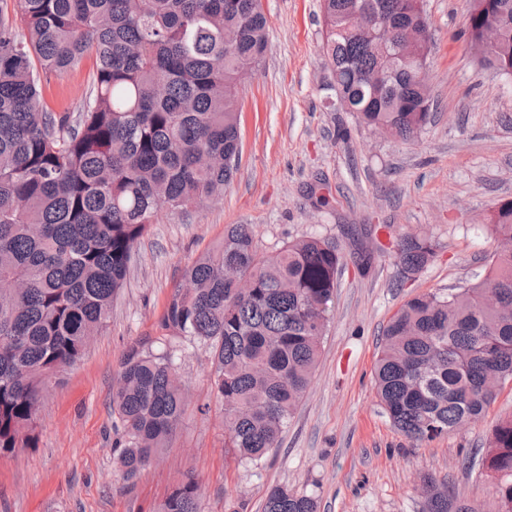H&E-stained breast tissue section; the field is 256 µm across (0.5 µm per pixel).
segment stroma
Instances as JSON below:
<instances>
[{
	"mask_svg": "<svg viewBox=\"0 0 512 512\" xmlns=\"http://www.w3.org/2000/svg\"><path fill=\"white\" fill-rule=\"evenodd\" d=\"M268 44L241 86V155L222 198L162 210L136 248L108 328L44 393L38 444L0 457V512H152L185 476L201 488L200 512H262L285 485L315 497L318 512H422L425 477L492 512L479 451L512 416L505 383L479 421L431 442L399 434L377 403L372 369L381 331L409 298L480 281L496 249L483 229L512 200V78L481 69L466 32V0H423L430 33L429 123L411 141L375 134L337 109L321 57L320 0H262ZM91 61L51 79L45 98L80 111ZM250 225L264 253L319 237L343 255L313 382L279 448L259 465L225 468L224 426L213 407L215 366L183 346L178 376L190 406L168 448L135 481L117 463L113 380L136 344H176L159 321L185 268ZM382 224L368 268L352 258V226ZM398 233L431 238L436 255L411 280L390 250Z\"/></svg>",
	"mask_w": 512,
	"mask_h": 512,
	"instance_id": "stroma-1",
	"label": "stroma"
}]
</instances>
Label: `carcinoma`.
Listing matches in <instances>:
<instances>
[{"mask_svg": "<svg viewBox=\"0 0 512 512\" xmlns=\"http://www.w3.org/2000/svg\"><path fill=\"white\" fill-rule=\"evenodd\" d=\"M323 55L335 100L398 142L429 122V47L405 63L347 27L368 5L396 30L429 33L410 0H321ZM500 39L483 48V30ZM260 0H0V455L38 443L43 393L107 327L134 249L157 213L224 196L241 152L237 73L267 45ZM478 65L512 70V0H468ZM92 61L79 112H54L43 83ZM500 243L485 278L447 295L408 299L383 330L373 369L378 405L415 442L479 419L512 381V200L485 224ZM401 272H421L435 245L393 241ZM342 263L309 237L274 257L248 224L184 272L160 328L204 349L216 367L225 458L258 464L279 447L309 389ZM123 423L117 462L137 479L187 411L174 350L131 347L112 387ZM483 465L496 512H512V416L488 438ZM422 512H479L435 480ZM200 486L178 484L152 512H200ZM262 512H317V501L271 487Z\"/></svg>", "mask_w": 512, "mask_h": 512, "instance_id": "carcinoma-1", "label": "carcinoma"}]
</instances>
